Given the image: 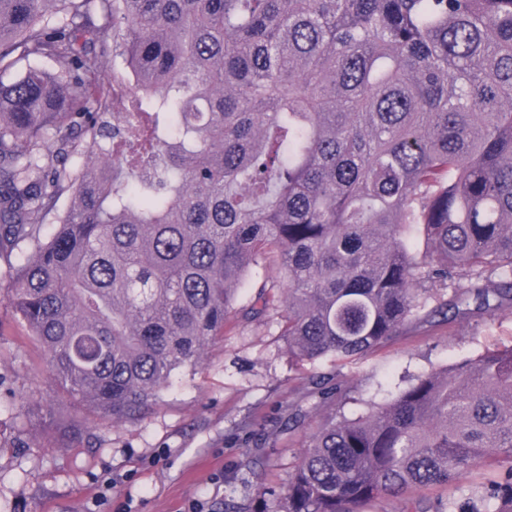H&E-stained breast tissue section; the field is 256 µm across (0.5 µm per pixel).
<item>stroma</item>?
Instances as JSON below:
<instances>
[{
    "label": "stroma",
    "mask_w": 512,
    "mask_h": 512,
    "mask_svg": "<svg viewBox=\"0 0 512 512\" xmlns=\"http://www.w3.org/2000/svg\"><path fill=\"white\" fill-rule=\"evenodd\" d=\"M8 284L0 263V512H224L259 484L286 482L329 417L357 418L431 369L512 344L506 304L408 327L357 359L299 361L280 315L242 317L256 296L247 288L200 366L177 373L143 417L116 421L62 391ZM327 379L351 386V401L324 405L317 386ZM292 407L302 414L294 427ZM244 423L264 448L238 439Z\"/></svg>",
    "instance_id": "35a3bbf8"
}]
</instances>
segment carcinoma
Here are the masks:
<instances>
[{"label":"carcinoma","mask_w":512,"mask_h":512,"mask_svg":"<svg viewBox=\"0 0 512 512\" xmlns=\"http://www.w3.org/2000/svg\"><path fill=\"white\" fill-rule=\"evenodd\" d=\"M12 71L9 299L114 420L201 363L271 260L282 288L246 315L280 304L301 360L512 302V0H0ZM448 281L449 300L430 287ZM473 469L493 477L424 512H512V345L328 419L255 491L274 512H369Z\"/></svg>","instance_id":"obj_1"}]
</instances>
